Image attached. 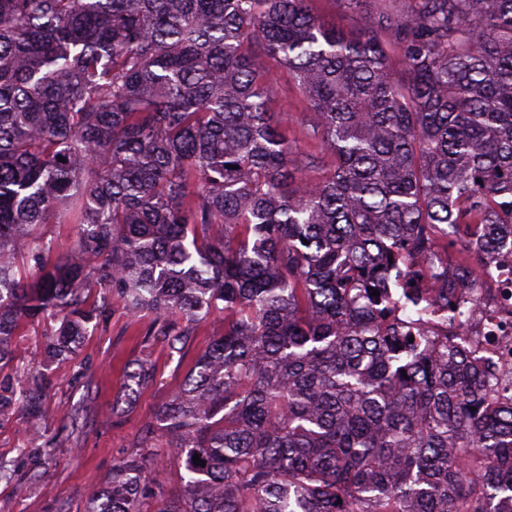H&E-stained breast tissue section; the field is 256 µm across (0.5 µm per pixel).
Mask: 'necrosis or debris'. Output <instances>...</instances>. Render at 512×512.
<instances>
[{
  "mask_svg": "<svg viewBox=\"0 0 512 512\" xmlns=\"http://www.w3.org/2000/svg\"><path fill=\"white\" fill-rule=\"evenodd\" d=\"M453 296L464 306L462 317L449 320L446 311L434 305L425 314L424 329L475 337L471 356L488 363L499 383H511L512 245L492 251L477 272L458 280Z\"/></svg>",
  "mask_w": 512,
  "mask_h": 512,
  "instance_id": "4bbe7bcc",
  "label": "necrosis or debris"
}]
</instances>
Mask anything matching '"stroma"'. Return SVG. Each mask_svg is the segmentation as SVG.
Returning <instances> with one entry per match:
<instances>
[{
  "label": "stroma",
  "instance_id": "obj_1",
  "mask_svg": "<svg viewBox=\"0 0 512 512\" xmlns=\"http://www.w3.org/2000/svg\"><path fill=\"white\" fill-rule=\"evenodd\" d=\"M263 65L270 77L269 106L277 112L288 140L307 153H318L316 143L304 135L307 108L296 86L281 72L277 61ZM222 316L205 324L183 359L169 357L154 346L151 361L156 381L139 395L125 413L112 410L122 382V367L139 357L141 348L133 334L131 318L120 302H113L106 327L85 337L75 358L53 362L49 368L56 386L44 404L45 478L33 488L26 485V464H19L15 480L0 482V512H50L55 501L69 502L72 512H85L89 494L112 473V465L131 453L143 419L151 416L182 382L199 351L222 326ZM83 407L85 427L70 437L62 426L66 411Z\"/></svg>",
  "mask_w": 512,
  "mask_h": 512
}]
</instances>
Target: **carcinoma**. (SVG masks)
<instances>
[{"instance_id": "1", "label": "carcinoma", "mask_w": 512, "mask_h": 512, "mask_svg": "<svg viewBox=\"0 0 512 512\" xmlns=\"http://www.w3.org/2000/svg\"><path fill=\"white\" fill-rule=\"evenodd\" d=\"M311 2L0 0V370L35 324L71 359L115 298L146 320L129 404L153 346L224 315L85 512H512V392L388 292L401 273L418 315L412 259L512 237V0H338L353 28ZM262 54L320 155L280 131ZM40 224L76 225L65 253ZM53 386L0 380L32 484Z\"/></svg>"}]
</instances>
